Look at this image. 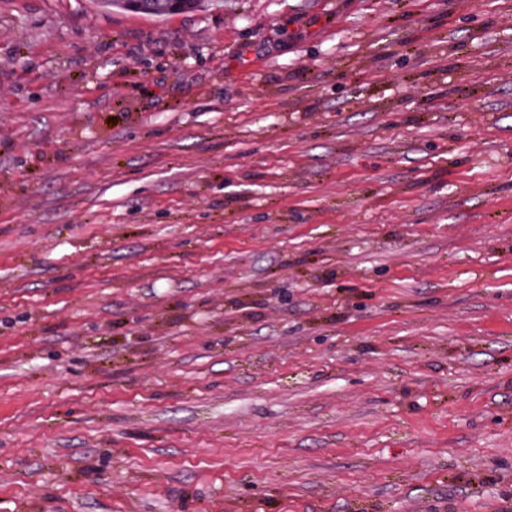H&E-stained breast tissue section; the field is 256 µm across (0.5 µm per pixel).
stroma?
I'll use <instances>...</instances> for the list:
<instances>
[{
    "mask_svg": "<svg viewBox=\"0 0 512 512\" xmlns=\"http://www.w3.org/2000/svg\"><path fill=\"white\" fill-rule=\"evenodd\" d=\"M0 512H512V0H0ZM136 1L137 4L132 2ZM177 0H100L101 8L133 10L145 15L154 17H165L178 12L197 10L209 6L218 7L221 0H179L180 4L176 7L174 2Z\"/></svg>",
    "mask_w": 512,
    "mask_h": 512,
    "instance_id": "1",
    "label": "stroma"
}]
</instances>
